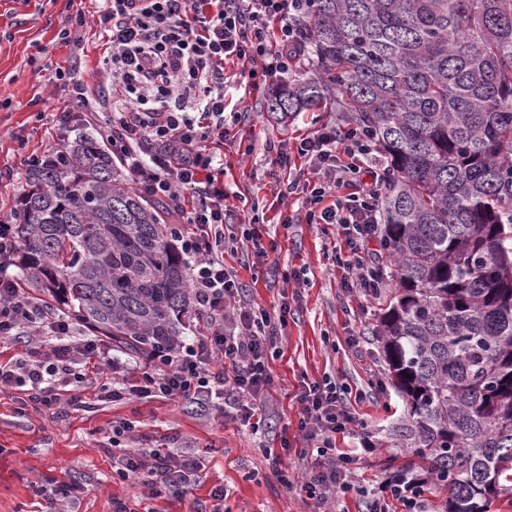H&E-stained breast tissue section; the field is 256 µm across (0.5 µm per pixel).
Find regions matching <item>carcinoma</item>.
I'll list each match as a JSON object with an SVG mask.
<instances>
[{
  "instance_id": "1",
  "label": "carcinoma",
  "mask_w": 512,
  "mask_h": 512,
  "mask_svg": "<svg viewBox=\"0 0 512 512\" xmlns=\"http://www.w3.org/2000/svg\"><path fill=\"white\" fill-rule=\"evenodd\" d=\"M300 68L268 111L345 115L388 167L378 316L400 420L447 512L512 484V0H309ZM29 169L16 235L32 285L132 354L191 325L171 206L130 187L101 142Z\"/></svg>"
}]
</instances>
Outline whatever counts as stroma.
I'll use <instances>...</instances> for the list:
<instances>
[{
  "mask_svg": "<svg viewBox=\"0 0 512 512\" xmlns=\"http://www.w3.org/2000/svg\"><path fill=\"white\" fill-rule=\"evenodd\" d=\"M79 9L86 23L71 41L61 40L60 29ZM97 9L96 0H0V213L18 206L26 187L25 157L62 144L56 116L70 107L71 82L96 84L104 51L92 21ZM59 69L71 74V82L56 80ZM268 90L264 83L232 99L231 108L244 109L246 117L230 127L219 148L224 181L233 192L224 202L228 230L239 229L240 196L256 199L263 241L275 246L260 262L244 248H228L224 263L236 271L248 299L271 311L284 301L291 308L271 362L274 383L259 405L263 430L252 432L223 415L220 398L208 407L163 398L106 403L97 400L95 384L84 383L62 392V399L75 396L80 403L61 410L33 404L24 389H6L0 391V512H45L40 490L50 483L72 488L71 500L59 501V512H112L116 497L128 499L136 512H208L210 493L219 486L226 494L224 512H318L299 489L280 482L265 453L284 447L283 461L294 471L313 466L298 429L297 396L305 384L326 378L356 395L352 411L376 446L352 470L353 489L338 495V512H367L396 470L414 463L406 439L393 430L406 406L374 334L383 297L343 287L344 272L332 260L343 239L334 227L282 224L301 201L295 195L281 200L271 175L268 146L293 152L296 136L341 119L335 112L279 119L267 110ZM286 268L303 273L300 287L285 288ZM352 336L358 348H349ZM119 420L136 424L122 447L201 458L203 467L190 476L186 493L155 492L113 478L112 424Z\"/></svg>",
  "mask_w": 512,
  "mask_h": 512,
  "instance_id": "stroma-1",
  "label": "stroma"
}]
</instances>
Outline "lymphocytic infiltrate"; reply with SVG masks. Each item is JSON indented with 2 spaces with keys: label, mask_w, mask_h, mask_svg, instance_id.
<instances>
[{
  "label": "lymphocytic infiltrate",
  "mask_w": 512,
  "mask_h": 512,
  "mask_svg": "<svg viewBox=\"0 0 512 512\" xmlns=\"http://www.w3.org/2000/svg\"><path fill=\"white\" fill-rule=\"evenodd\" d=\"M307 0H103L101 35L108 50L97 72L101 97L83 84L72 86L73 111L59 115L63 128L78 127L96 109H110L102 128L112 156L127 168L145 194L171 202L179 215L171 232L192 271L190 285L207 336L195 343L152 354L139 384L125 378L101 381L98 398H231L237 417L263 427L258 404L273 384L269 355L288 325L287 305L271 313L247 302L244 286L224 264V161L212 151L223 141L227 123L242 115L227 109L229 89L245 79L227 75L224 65L239 64L247 79H279L292 70L299 36L296 19ZM297 154L305 165L286 182L281 198L303 196L308 224L335 225L346 249L336 264L345 287L373 293L380 266L369 250L378 232L386 167L374 161L368 136L352 128L324 124L301 138ZM19 243L11 224H0V339L23 335L51 339L48 350L0 363V390L30 387V401L57 405L52 386L84 383L85 358L108 362L102 340L78 338L71 317L25 294L8 269ZM300 428L320 459L318 470L286 479L309 499L328 502L371 442L337 448L336 437L356 424L344 390L325 380L300 395ZM196 457L180 458L154 449L124 451L112 460L123 481L183 490L185 474L200 471Z\"/></svg>",
  "instance_id": "1"
}]
</instances>
